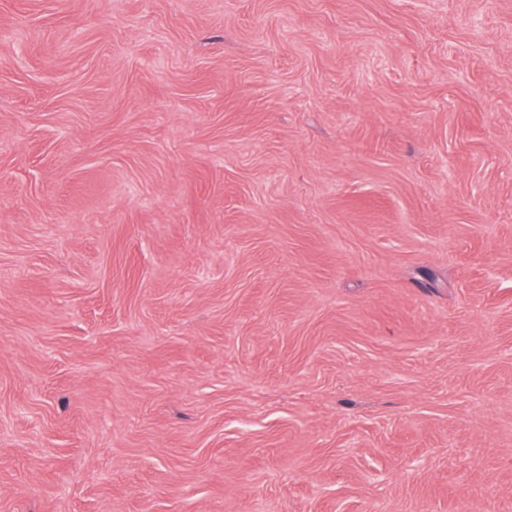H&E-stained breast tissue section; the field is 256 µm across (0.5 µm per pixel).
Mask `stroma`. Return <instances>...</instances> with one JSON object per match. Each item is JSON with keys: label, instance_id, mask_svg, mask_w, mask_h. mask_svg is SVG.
Returning a JSON list of instances; mask_svg holds the SVG:
<instances>
[{"label": "stroma", "instance_id": "stroma-1", "mask_svg": "<svg viewBox=\"0 0 512 512\" xmlns=\"http://www.w3.org/2000/svg\"><path fill=\"white\" fill-rule=\"evenodd\" d=\"M0 512H512V0H0Z\"/></svg>", "mask_w": 512, "mask_h": 512}]
</instances>
